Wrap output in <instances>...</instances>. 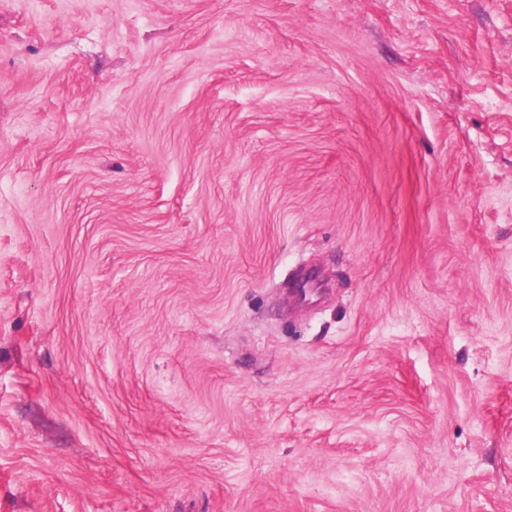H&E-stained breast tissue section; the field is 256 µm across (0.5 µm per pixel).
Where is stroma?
<instances>
[{
  "label": "stroma",
  "instance_id": "stroma-1",
  "mask_svg": "<svg viewBox=\"0 0 512 512\" xmlns=\"http://www.w3.org/2000/svg\"><path fill=\"white\" fill-rule=\"evenodd\" d=\"M0 512H512V0H0Z\"/></svg>",
  "mask_w": 512,
  "mask_h": 512
}]
</instances>
